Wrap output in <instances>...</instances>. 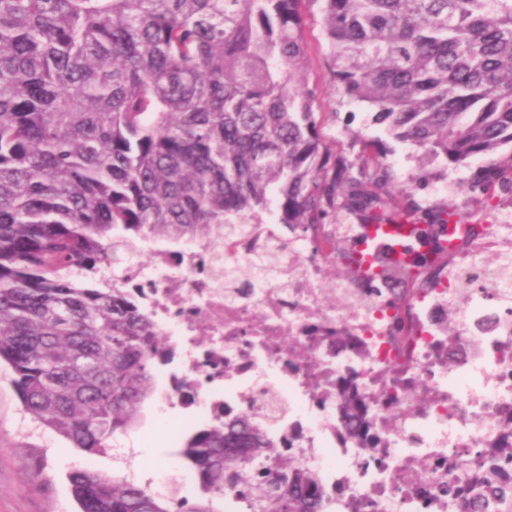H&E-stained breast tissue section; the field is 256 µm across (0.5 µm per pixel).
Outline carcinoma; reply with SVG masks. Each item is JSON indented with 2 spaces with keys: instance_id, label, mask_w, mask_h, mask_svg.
Instances as JSON below:
<instances>
[{
  "instance_id": "1",
  "label": "carcinoma",
  "mask_w": 512,
  "mask_h": 512,
  "mask_svg": "<svg viewBox=\"0 0 512 512\" xmlns=\"http://www.w3.org/2000/svg\"><path fill=\"white\" fill-rule=\"evenodd\" d=\"M319 5L332 81L422 170L483 161L463 189L512 204V0H0V363L24 411L88 455L110 449L154 393L164 347L102 272L119 247L226 234L279 195V223L319 245L361 224H452L397 185L375 146H325L307 9ZM509 148L507 157L500 151ZM286 243L253 265L278 271ZM348 431L367 408L343 384ZM246 415L186 434L175 455L198 497L158 495L91 465L69 473L80 512H327L316 473ZM502 448L450 466L448 509L512 512Z\"/></svg>"
}]
</instances>
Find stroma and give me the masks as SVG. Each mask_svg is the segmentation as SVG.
Wrapping results in <instances>:
<instances>
[{"label":"stroma","mask_w":512,"mask_h":512,"mask_svg":"<svg viewBox=\"0 0 512 512\" xmlns=\"http://www.w3.org/2000/svg\"><path fill=\"white\" fill-rule=\"evenodd\" d=\"M306 37L310 47L309 81L316 89L320 136L326 145L355 155L362 149L361 138L378 140L385 161L407 186L411 201L420 207L447 203L470 221L494 216L499 222L512 224V207H503L495 198L456 191L458 182L479 169L480 160H473L467 168H447L424 187L414 186L417 171L413 147L385 136L381 127L372 124L369 112L346 104L337 92L327 70L329 47L320 18L308 20ZM156 404V398H149L142 406L139 422L117 435L112 450L90 457L25 415L6 369L0 368V512H76L67 474L71 468L88 463L107 476L130 475L141 485L149 482L151 474L161 471L169 483L179 484L181 495L195 498V484L183 483L185 468L172 454L171 441L179 434L172 422L180 418L181 410L175 407L161 414Z\"/></svg>","instance_id":"obj_1"}]
</instances>
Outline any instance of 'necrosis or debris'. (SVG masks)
<instances>
[{
	"label": "necrosis or debris",
	"instance_id": "necrosis-or-debris-1",
	"mask_svg": "<svg viewBox=\"0 0 512 512\" xmlns=\"http://www.w3.org/2000/svg\"><path fill=\"white\" fill-rule=\"evenodd\" d=\"M321 247L292 244L279 283L247 284L225 267L275 235L250 222L238 237L181 244L144 238L119 259L120 288L164 340L157 403L208 423L234 412L290 443L339 512H448V460L495 447L512 423V229L433 224L418 239L388 224H330ZM388 265L426 254V288L399 298L357 252ZM457 335H448V310ZM355 385L380 435L377 451L348 433L337 379Z\"/></svg>",
	"mask_w": 512,
	"mask_h": 512
}]
</instances>
